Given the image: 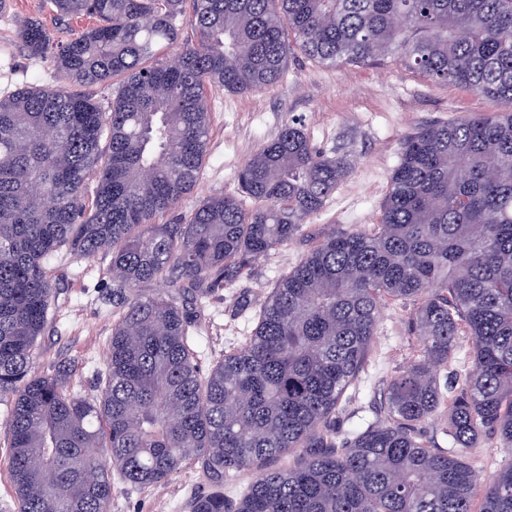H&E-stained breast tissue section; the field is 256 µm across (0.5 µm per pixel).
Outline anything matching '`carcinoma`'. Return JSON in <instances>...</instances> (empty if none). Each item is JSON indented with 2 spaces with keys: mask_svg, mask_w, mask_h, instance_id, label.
Masks as SVG:
<instances>
[{
  "mask_svg": "<svg viewBox=\"0 0 512 512\" xmlns=\"http://www.w3.org/2000/svg\"><path fill=\"white\" fill-rule=\"evenodd\" d=\"M51 4L60 22L92 23L56 41L23 20L20 46L51 57L59 83L0 98V401L17 512H110L112 474L144 489L192 464L210 489L190 512H474L478 494L480 512H512V461L485 478L466 459L485 435L512 455V110L407 135L377 228L319 243L206 375L191 347L202 300L293 239L352 160L288 124L247 160L239 194L155 223L204 167L208 90L269 87L294 54L392 62L512 105V0ZM110 83L106 110L83 92ZM64 246L110 257L118 318L92 399L73 387L78 364L36 370L57 291L48 263ZM151 282L163 287L142 292ZM384 298L413 306L421 354L384 388L383 418L338 449L330 421ZM462 333L472 369L447 399ZM433 417L451 448L421 438ZM295 448L297 466L265 468ZM244 469L257 475L230 511L224 477Z\"/></svg>",
  "mask_w": 512,
  "mask_h": 512,
  "instance_id": "cac0c4a2",
  "label": "carcinoma"
}]
</instances>
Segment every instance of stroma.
<instances>
[{
  "mask_svg": "<svg viewBox=\"0 0 512 512\" xmlns=\"http://www.w3.org/2000/svg\"><path fill=\"white\" fill-rule=\"evenodd\" d=\"M11 3L10 11L0 13V96L25 85L57 82L50 59L32 58L22 51L15 37L18 20L38 18L55 38L89 23L84 17L60 24L50 0ZM208 99V155L197 186L182 199L178 213H188L209 195L235 193L238 174L250 155L288 124L302 126L319 150L348 152L354 169L321 211L307 218L297 237L260 259L250 277L206 300L202 317L207 332L194 344L205 373L224 353L245 345L263 300L314 247L332 233L366 230L378 223L390 174L409 133L428 123L508 109L503 101L426 80L400 65L330 67L304 59L290 62L287 76L273 87L239 94L215 89ZM108 263L104 255L82 257L67 248L58 251L51 263L57 294L52 322L40 340L39 364L49 368L78 361L81 371L73 382L89 396L98 390L116 318L109 300ZM411 318V305L384 303L367 361L334 418L336 442L376 419L383 386L418 356L422 345L411 332ZM208 487L193 465L173 474L167 483L148 489L132 487L116 476L111 512H188L190 497Z\"/></svg>",
  "mask_w": 512,
  "mask_h": 512,
  "instance_id": "stroma-1",
  "label": "stroma"
}]
</instances>
